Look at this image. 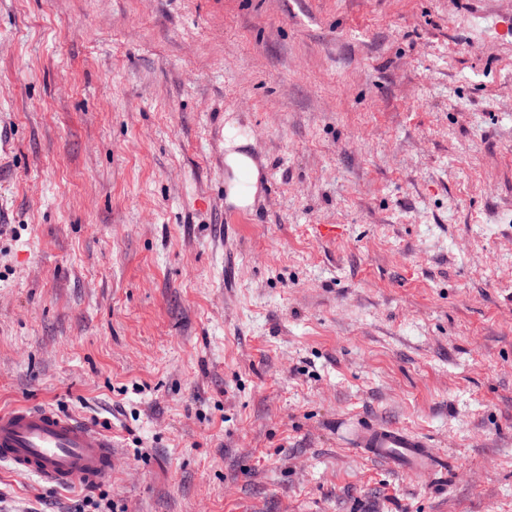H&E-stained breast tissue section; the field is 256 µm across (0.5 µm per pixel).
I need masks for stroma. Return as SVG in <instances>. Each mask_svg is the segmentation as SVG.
<instances>
[{
  "mask_svg": "<svg viewBox=\"0 0 512 512\" xmlns=\"http://www.w3.org/2000/svg\"><path fill=\"white\" fill-rule=\"evenodd\" d=\"M25 403L111 432L112 477L0 462V512H512V0H0ZM226 162L236 177L230 190L231 198L240 204H245L250 197V193L242 190L240 185L237 183V179L242 180V171L248 170L249 181H255L256 172L254 164L247 155L238 152H230L226 157ZM354 446L402 471L429 470L435 464L429 445L398 426L367 425L359 432Z\"/></svg>",
  "mask_w": 512,
  "mask_h": 512,
  "instance_id": "obj_1",
  "label": "stroma"
}]
</instances>
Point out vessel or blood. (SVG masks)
<instances>
[{"mask_svg": "<svg viewBox=\"0 0 512 512\" xmlns=\"http://www.w3.org/2000/svg\"><path fill=\"white\" fill-rule=\"evenodd\" d=\"M355 446L403 471L435 464L428 444L398 426H365ZM0 460L59 489L97 484L112 476V437L53 407L20 404L0 410Z\"/></svg>", "mask_w": 512, "mask_h": 512, "instance_id": "1", "label": "vessel or blood"}]
</instances>
